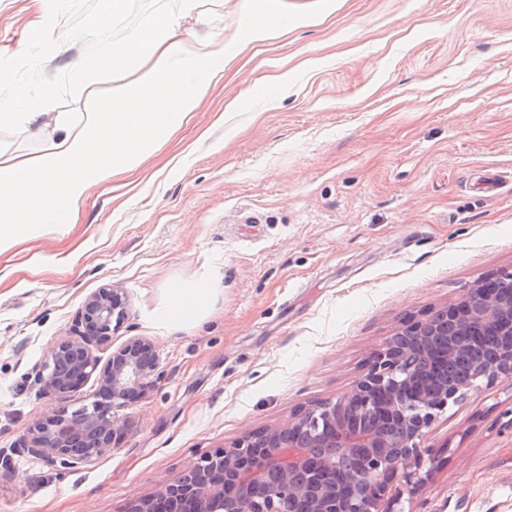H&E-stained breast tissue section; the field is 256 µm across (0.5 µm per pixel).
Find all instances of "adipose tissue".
<instances>
[{
  "instance_id": "adipose-tissue-1",
  "label": "adipose tissue",
  "mask_w": 512,
  "mask_h": 512,
  "mask_svg": "<svg viewBox=\"0 0 512 512\" xmlns=\"http://www.w3.org/2000/svg\"><path fill=\"white\" fill-rule=\"evenodd\" d=\"M198 0H181L179 13L147 15L136 35L113 51L109 66L99 58L68 62L76 95L105 74H131L112 90V101L83 114L62 112V87L43 84L28 97L0 89V127L43 132L44 145L34 157L0 164V250L21 237H36L51 216L78 212L90 192L121 172L137 170L169 136L199 111L223 77V32L202 37L181 33V16L193 13ZM234 42L238 50L269 40L281 22L306 25L302 15H285L282 0H241ZM210 289L170 290L159 311L163 324L181 328L199 320L208 307Z\"/></svg>"
}]
</instances>
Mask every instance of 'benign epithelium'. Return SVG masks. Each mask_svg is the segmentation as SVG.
Masks as SVG:
<instances>
[{"label": "benign epithelium", "mask_w": 512, "mask_h": 512, "mask_svg": "<svg viewBox=\"0 0 512 512\" xmlns=\"http://www.w3.org/2000/svg\"><path fill=\"white\" fill-rule=\"evenodd\" d=\"M128 316L120 288L86 297L68 334L29 372L58 407L32 422L16 451L81 468L123 441L132 422L119 411L162 379L150 339L112 344ZM91 378L95 399L69 409L72 393ZM511 378L512 267L477 281L450 306L408 316L346 393L188 461L178 478L160 481L126 512H407L404 498L435 469L424 442L437 418L472 389Z\"/></svg>", "instance_id": "obj_1"}]
</instances>
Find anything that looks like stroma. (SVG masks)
Masks as SVG:
<instances>
[{"instance_id": "1", "label": "stroma", "mask_w": 512, "mask_h": 512, "mask_svg": "<svg viewBox=\"0 0 512 512\" xmlns=\"http://www.w3.org/2000/svg\"><path fill=\"white\" fill-rule=\"evenodd\" d=\"M314 16V0H286ZM180 0H128L119 45ZM61 58L42 63L32 0H0V78L66 82L103 50L100 0H61ZM495 177V191L478 190ZM512 266V0H337L224 69L191 121L72 223L0 252V451L54 407L28 372L86 296L122 288L163 380L133 430L79 469L14 455L0 512H125L195 457L347 392L408 314ZM218 281L204 319L156 312L173 284ZM512 380L434 424L439 455L412 512H512Z\"/></svg>"}]
</instances>
